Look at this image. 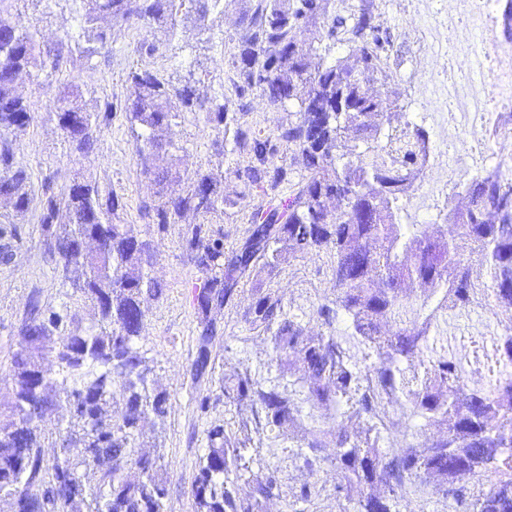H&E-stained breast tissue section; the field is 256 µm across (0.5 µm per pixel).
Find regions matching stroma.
Segmentation results:
<instances>
[{"instance_id":"1","label":"stroma","mask_w":512,"mask_h":512,"mask_svg":"<svg viewBox=\"0 0 512 512\" xmlns=\"http://www.w3.org/2000/svg\"><path fill=\"white\" fill-rule=\"evenodd\" d=\"M256 3L220 0L206 16L180 19L172 33L155 23L117 26L108 51L86 58L76 48L82 14L79 0H8L13 19L36 29L43 44L62 48L64 63L48 75L22 76L18 90L27 99L33 119L25 130L0 135V146L10 147L15 163L26 169L31 186L27 210L18 212L0 204V412L10 399L13 359L26 349L21 328L31 303L55 309L68 305L80 311L84 325L94 323L81 293L64 277L55 241L43 234L39 224L45 193L58 195L73 182H91L121 197L124 207L114 221L128 225L147 244V271L161 288L158 298L146 305L135 344L149 370L150 389L167 398L166 412L148 416L136 445L140 453L157 459L163 467L168 482L164 512H196L192 483L209 446L207 432L214 424L223 425L245 448L252 474H262L270 466L279 469L280 495L268 502L266 512H353L352 503L336 498L335 468L322 462L306 464L298 453L304 430L333 431L340 427L339 419L326 418L303 402L294 427L273 431L263 411L224 397L225 380L244 371L276 384L289 380L276 365L269 331L246 319L248 308L261 294L280 299L285 311L310 334L327 330L350 339L358 366L368 365V348L353 338L347 317H339L326 329L312 315L330 294L328 254L257 262L240 279L232 299L212 311L210 363L205 372L195 368L203 326L193 296L208 275L187 250L186 238L194 226H201L206 238L223 241L225 254H232L247 237L253 213L287 201L296 190L292 182L266 190L236 175L237 170L255 165L254 139L275 146L269 168L288 165L291 156L281 138L290 114L272 109L260 93L241 96L235 89L238 76L232 57L242 31L241 18ZM373 3L375 24L391 35L390 58L373 88L378 92L392 88L400 94L396 116L377 115L373 125L384 130L391 124L422 119L430 154L457 149L465 152L467 162L478 161L473 138L438 118L421 116V104L443 98L447 85L459 80L454 58L457 46L481 45L476 66L483 71L491 67L494 48L489 28L502 26V14L512 0H499V13L492 23L472 21L452 31L446 28L443 0ZM143 43L153 45V52L140 51ZM144 64L170 86L194 85L205 101L201 108H180L167 138L183 174L174 186L177 193H186L203 175L221 181L228 203L215 213L173 214L166 225L156 222L152 208L159 198L138 161L142 140L122 108L129 75ZM71 82L79 84L87 107H114L94 131L90 148L82 153L59 129L52 110L58 91ZM216 104L224 105L228 113L220 129L207 119L209 107ZM434 175L436 188L415 191L409 197V223H433L440 210L465 204L458 180L449 179L440 168ZM303 483L314 488L311 501L298 502L293 497L295 486ZM398 508L400 512H454L433 485L414 481L400 490Z\"/></svg>"}]
</instances>
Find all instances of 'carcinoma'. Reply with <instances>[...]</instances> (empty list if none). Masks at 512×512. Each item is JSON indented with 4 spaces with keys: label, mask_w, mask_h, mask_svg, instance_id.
<instances>
[{
    "label": "carcinoma",
    "mask_w": 512,
    "mask_h": 512,
    "mask_svg": "<svg viewBox=\"0 0 512 512\" xmlns=\"http://www.w3.org/2000/svg\"><path fill=\"white\" fill-rule=\"evenodd\" d=\"M87 46L93 55L110 41L102 18L114 24L133 21L163 23L172 16L174 0H81ZM329 0H258L244 17L233 66L236 89L244 96L262 92L276 110L296 112L299 119L282 132L292 150L288 166L274 169L270 189L289 180L294 170L306 173L284 212L271 208L252 220L250 236L234 258L224 262V244L202 236L195 227L186 239L189 250L210 271L194 296L204 336L195 361L207 367L208 320L236 291L239 278L267 256L332 253V297L313 311L331 325L346 315L355 335L371 350L374 362L364 369L337 337L310 336L299 322L285 317L281 301L262 296L249 309L251 323L270 327L279 366L307 387V399L330 417L362 426L351 436L339 431L332 442L325 433L304 437L307 464L324 449V460L336 467V498L349 501L353 489L366 493L354 512H395L399 489L408 480L433 483L460 512H512V374L486 391L471 383L462 357L443 349L430 353L431 328L448 316L481 310L512 321V174L480 170L466 187L467 202L445 224L399 222L403 201L420 179L428 142L424 128L412 122L390 126L382 135L369 118L398 107V92H368L367 84L388 58L390 35L373 23L372 0H361L351 23L329 18ZM339 38L347 57L313 69L307 55L317 51L320 30ZM62 52L43 48L38 32L0 15V128L21 131L32 121L26 99L16 90L23 72L57 71ZM184 107L195 106L192 87L172 89L147 68L131 73L124 109L130 123L147 132L139 152L142 173L154 177L163 205L159 223L169 214L192 210L209 214L224 203L220 182L202 176L185 195L168 192L180 174L159 170L156 157L164 143L159 132L176 114L171 96ZM75 92L53 103L57 123L80 151L90 147L100 110L77 104ZM349 129L362 141L351 158L332 155ZM28 175L14 166L8 146L0 148V201L21 211L29 203ZM68 221L59 225L60 206ZM123 208L121 198L90 183L47 196L40 224L53 237L63 273L97 311V323L80 327L78 313L32 307L23 329L29 354L13 361L8 414L0 422V495L12 500L14 512H164L167 481L157 461L133 449L141 421L152 412L165 414L166 398L148 390L142 358L134 347L144 320V303L157 295L145 272L146 244L124 224L112 223ZM82 236L95 242L80 253L70 243ZM418 281L429 294L415 299L405 285ZM49 355L55 369L42 367ZM494 355L512 366V333L497 338ZM63 398L73 416L62 438L64 448L49 461L39 420ZM224 397L247 400L265 412L267 425L281 429L296 420L287 388L246 372L224 385ZM421 415L444 428L437 438L420 435L397 453L379 447L381 429L390 412ZM208 452L199 464L192 494L199 512H263L276 496L279 470L266 468L241 496L242 456L238 442L220 425L208 431ZM70 445L84 448L73 458ZM138 469L130 480L123 465ZM499 478L477 495L464 482L476 475Z\"/></svg>",
    "instance_id": "obj_1"
}]
</instances>
